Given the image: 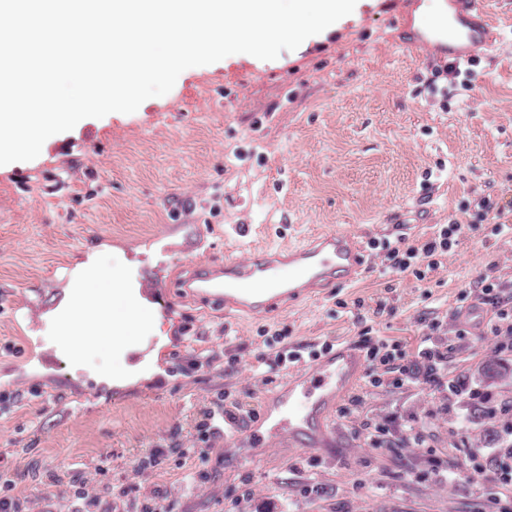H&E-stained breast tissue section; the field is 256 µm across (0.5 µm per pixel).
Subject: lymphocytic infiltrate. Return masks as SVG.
<instances>
[{
    "mask_svg": "<svg viewBox=\"0 0 512 512\" xmlns=\"http://www.w3.org/2000/svg\"><path fill=\"white\" fill-rule=\"evenodd\" d=\"M462 221L454 220L440 225L434 237L420 244H411L405 239L383 242L380 245L388 270L397 276H413L425 280L428 273L440 264L441 256L457 245L463 234ZM477 300L490 312L491 332L497 338L496 352L512 351V290L495 282L489 275H479L472 283ZM367 378L371 385H381L382 373L394 374L399 385L423 384L435 389H446L449 396L462 398L468 391L461 378L448 375V346L432 337H424L414 355H406L397 341L380 338L364 346ZM316 351L288 345L283 334L266 337L254 354V371L274 381L288 366L312 361ZM256 415L254 408L240 401H226L216 396L198 409L194 418L195 437L181 451L183 458H209L224 437L228 426H247ZM68 495L75 512H120L128 490L119 495L110 491H96L90 477L73 474L68 482ZM0 512H61L57 495L44 490L38 500H30L18 490V483L10 468L0 469Z\"/></svg>",
    "mask_w": 512,
    "mask_h": 512,
    "instance_id": "lymphocytic-infiltrate-1",
    "label": "lymphocytic infiltrate"
}]
</instances>
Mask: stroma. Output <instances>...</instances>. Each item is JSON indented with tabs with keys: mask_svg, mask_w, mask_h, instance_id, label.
<instances>
[{
	"mask_svg": "<svg viewBox=\"0 0 512 512\" xmlns=\"http://www.w3.org/2000/svg\"><path fill=\"white\" fill-rule=\"evenodd\" d=\"M404 0H361L352 18L264 61L230 55L182 72L166 95L131 114L86 118L47 139L40 155L0 165V391L30 394L0 408V457L31 496L50 476L93 470L107 458L112 489L131 483L167 490L177 512H502L471 468L512 465V439L478 404L425 386L360 382L362 408L336 409L333 448H221L204 485L185 482L179 449L164 471L135 473L134 461L180 430L217 392L257 404L273 384L251 366L264 331L318 349L383 337L415 353L426 325L449 331L448 374L512 401V379L482 374L495 353L487 324L459 337L469 285L486 274L512 282V234L467 229L424 281L397 278L382 258L321 300L244 323L186 299L161 312L159 292L175 262L197 253L223 261L244 240L286 242L289 234L351 228L364 242L407 235L419 244L462 218L474 194L512 200V0H490L494 49L478 55L471 90L436 77L438 60L402 46L395 21ZM248 226L240 237L235 225ZM98 254L127 292L138 293L140 331L110 346L100 337L81 360L59 355L44 315L64 297L70 270ZM190 325L194 341H180ZM25 346L22 356L4 346ZM237 357L234 367L177 372L191 350ZM156 362L148 380L91 382L108 368L129 376ZM412 416L423 446H375L363 420ZM318 485L315 494L307 485ZM252 497H243L244 489Z\"/></svg>",
	"mask_w": 512,
	"mask_h": 512,
	"instance_id": "35a3bbf8",
	"label": "stroma"
}]
</instances>
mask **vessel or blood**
I'll return each mask as SVG.
<instances>
[{"label": "vessel or blood", "mask_w": 512, "mask_h": 512, "mask_svg": "<svg viewBox=\"0 0 512 512\" xmlns=\"http://www.w3.org/2000/svg\"><path fill=\"white\" fill-rule=\"evenodd\" d=\"M486 0H443L450 19L442 31L419 29L412 14L401 17L406 48L458 65L494 46ZM369 267L360 234L351 229L316 232L302 244L282 248H247L211 262L198 257L188 274L174 280L177 293H188L224 309L225 319L267 317L297 306L358 279ZM362 351L338 342L310 364L289 371L284 387L265 402L256 422L228 428V448L259 443L274 448L289 443L306 451L328 447L337 402L364 372Z\"/></svg>", "instance_id": "1"}]
</instances>
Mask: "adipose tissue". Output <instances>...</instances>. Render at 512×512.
<instances>
[{"mask_svg": "<svg viewBox=\"0 0 512 512\" xmlns=\"http://www.w3.org/2000/svg\"><path fill=\"white\" fill-rule=\"evenodd\" d=\"M94 288L107 291L110 299L119 293L117 285L112 281L111 272L102 270L98 257L92 255L87 261L78 263L71 271L63 301L48 314L49 319L58 325L57 347L64 354L84 351L95 337L104 333L98 318L111 314L110 299L94 311L81 312L77 309L82 294Z\"/></svg>", "mask_w": 512, "mask_h": 512, "instance_id": "ef3b65f1", "label": "adipose tissue"}]
</instances>
